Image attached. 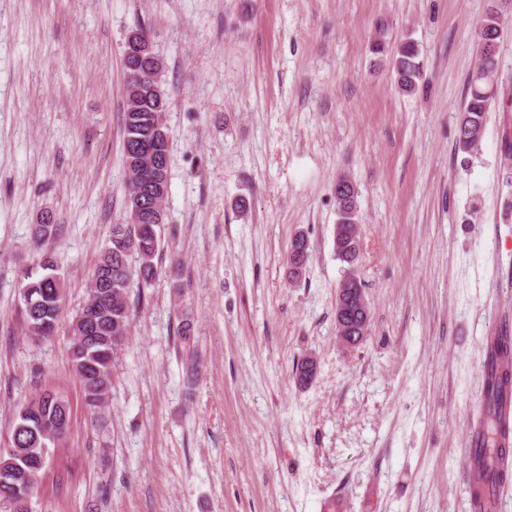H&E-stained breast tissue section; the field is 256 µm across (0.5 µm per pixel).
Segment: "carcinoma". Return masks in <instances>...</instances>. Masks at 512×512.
Here are the masks:
<instances>
[{"instance_id": "obj_1", "label": "carcinoma", "mask_w": 512, "mask_h": 512, "mask_svg": "<svg viewBox=\"0 0 512 512\" xmlns=\"http://www.w3.org/2000/svg\"><path fill=\"white\" fill-rule=\"evenodd\" d=\"M484 17L474 29V39L480 45L493 37L501 38L498 29L501 9L490 0ZM389 66L398 89L410 94L423 75V61L419 45L411 37L400 40L389 56ZM484 67L498 68V60L478 61L468 81L465 100L459 114H467L475 124L485 126L486 112L492 98L484 95L486 89L479 85L477 75ZM162 98L164 109L151 112L154 99ZM139 110L127 103L123 111V137L131 149L123 152L127 173L125 185V217L112 225L110 244L86 281L85 297L70 323L73 336L72 360L87 410L93 414L103 407L112 386V366L117 354L129 338L132 313L129 303L130 259L136 258L139 287L150 286L158 275L155 259L160 255L161 224L146 221L134 223L133 199L143 185L153 181V173L144 166H133L134 150L138 140H148L159 134L158 151L170 158L168 127L165 113L169 111V97L162 79L146 80L139 96ZM352 181L344 176L336 181V206L339 238L345 257L353 253L360 242L354 231L358 223V201L353 196ZM56 234V225L47 219L30 227L31 239L42 247ZM67 283L58 272L53 253L43 250L35 263L21 279L20 296L23 302L24 333L41 341L52 338L58 328L61 309L65 301ZM512 359V342L492 340L489 357L485 363L484 399L480 408L478 425L481 445L470 449L472 497L482 501L494 497L496 488L512 479V470L505 466V459L512 454L509 448L497 445L500 410L506 392L512 393V372L500 373L496 357ZM70 406L53 392H42L22 405L12 422L10 447L0 450V503L10 512H31L30 497L50 454V445L69 428Z\"/></svg>"}]
</instances>
